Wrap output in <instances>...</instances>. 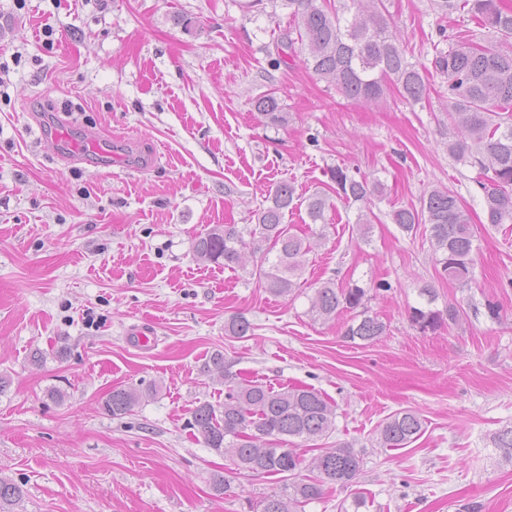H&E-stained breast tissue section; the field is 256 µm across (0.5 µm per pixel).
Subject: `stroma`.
<instances>
[{
  "label": "stroma",
  "mask_w": 512,
  "mask_h": 512,
  "mask_svg": "<svg viewBox=\"0 0 512 512\" xmlns=\"http://www.w3.org/2000/svg\"><path fill=\"white\" fill-rule=\"evenodd\" d=\"M389 21L425 66L428 97L396 89L344 97L303 57L277 67L286 10L262 0H0V476L22 484L15 512H249L276 477H243L237 495L211 489L225 460L190 426L224 401L226 380L203 373L214 350L230 374L307 385L336 404L334 431L299 442L298 477L314 457L350 445L355 482L330 485L302 512H512V463L491 439L512 426V224L484 221L476 168L448 154V92L431 66L439 29L489 37L469 14L442 18L437 0H387ZM274 95L286 126L254 108ZM112 141L111 167L65 162L54 139ZM380 179L370 243L358 204L327 212L291 296L270 294L244 267L198 260L196 238L217 224L256 225L271 188L305 198L329 168ZM445 187L475 230L473 281L440 279L428 225L409 236L389 214ZM369 288L386 325L378 341L344 338L351 312L307 314L326 280ZM389 291H373L379 281ZM431 284L458 325L421 331L409 318ZM244 314L253 336H226ZM150 329L148 346L128 340ZM156 386L112 417V389ZM412 409L425 431L382 448L377 429ZM366 504L355 507V495Z\"/></svg>",
  "instance_id": "1"
}]
</instances>
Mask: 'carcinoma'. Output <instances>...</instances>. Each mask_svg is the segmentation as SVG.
I'll list each match as a JSON object with an SVG mask.
<instances>
[{"mask_svg":"<svg viewBox=\"0 0 512 512\" xmlns=\"http://www.w3.org/2000/svg\"><path fill=\"white\" fill-rule=\"evenodd\" d=\"M288 10L290 23L276 41L275 64L286 63L284 56L296 50L308 51L305 64L344 96L374 100L389 86L405 101L418 103L427 95V85L418 64L407 56L400 38L389 29L384 17L386 0H277ZM443 15L466 12L481 28L494 34L485 44L464 36L453 38L439 30L448 48L435 49L433 67L447 81L450 119L458 134L448 135V154L480 169L486 223L494 226L512 223V4L508 0H439ZM266 124L283 126L288 113L280 111L271 94L254 104ZM329 178L336 197L363 205L357 218V232L369 241L375 213L372 197L383 192L382 185L365 176L356 177L340 166L330 169ZM306 202L307 215L316 224L325 221L333 207L328 194L316 192L304 200L295 196V187L280 182L272 189L269 205L257 213L258 239L255 249L263 252L257 267L260 283L277 296H288L301 287L300 279L312 251L308 237L292 231L285 223L288 212ZM392 223L406 234L429 225L430 242L440 278L462 287L473 279L474 231L471 217L453 191L436 187L421 199L420 208H398L390 214ZM247 243L235 224L216 225L198 237L197 258L234 267L244 263ZM369 290L357 284L340 287L329 279L314 291L308 313L315 320L336 318L345 310L356 315L347 323L344 336L349 341L371 343L384 335L386 325L369 314ZM425 301L411 307L410 318L421 330H435L458 322L460 309L448 304L432 307L434 289L420 288ZM254 325L243 315L231 317L224 332L234 338L253 335ZM143 397L132 388H115L105 402L114 418L129 414ZM336 406L318 390L292 386L276 390L257 381H229L224 404L196 407L190 426L209 448L229 460L234 474L241 477L279 475V489L255 503L256 512H296L304 503L321 498L328 485L347 486L354 482L361 459L351 448L324 452L312 462L317 475L295 479L298 456L295 440L315 441L335 428ZM424 431V419L412 410L397 412L382 424L377 442L383 448H403ZM274 438L289 448L280 451L265 447ZM493 445L512 462V426L499 430ZM24 496L22 485L0 478V512H14Z\"/></svg>","mask_w":512,"mask_h":512,"instance_id":"obj_1","label":"carcinoma"}]
</instances>
